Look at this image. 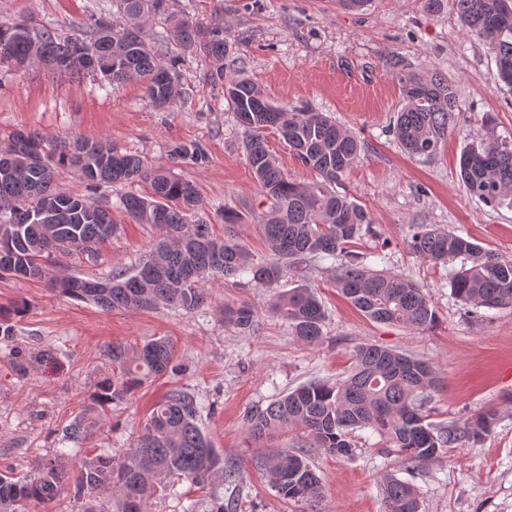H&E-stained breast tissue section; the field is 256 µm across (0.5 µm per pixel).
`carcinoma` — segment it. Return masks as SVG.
Returning <instances> with one entry per match:
<instances>
[{"instance_id": "1", "label": "carcinoma", "mask_w": 512, "mask_h": 512, "mask_svg": "<svg viewBox=\"0 0 512 512\" xmlns=\"http://www.w3.org/2000/svg\"><path fill=\"white\" fill-rule=\"evenodd\" d=\"M167 0H116L117 17L102 8L81 23L85 33L61 37L54 29L26 21L0 24V63L16 67L41 63L55 73L101 75L109 84L137 77L151 101L169 108L177 91L172 84L173 64L143 37L150 17L166 11ZM464 30L492 45L499 79L512 87V0H456ZM172 42L187 55L209 59L206 76L212 85H224L240 126L248 134L245 157L264 195L271 200L256 216L272 255L289 265L311 259L348 258L336 273L343 295L372 321L426 328L437 322L428 297L414 283L397 275L369 269L350 250L372 224L368 210L335 190L358 161L361 143L321 112L290 110L271 103L261 88L239 71L224 73L229 47L223 29L201 22L178 20L171 27ZM401 83L404 105L397 112L392 133L413 156L431 157L458 117L454 82L440 72L426 73L397 59L391 63ZM276 129L298 160L316 171L321 180L303 185L288 180L263 139ZM10 162L0 167V226L13 224L42 205L54 208L51 227L26 224L7 237L0 235V250L11 252L26 268L25 279L46 281L55 289L89 300L106 309L143 310L163 303L193 311L204 305L203 280L210 274L249 275L250 282L270 285L282 273L277 263L256 262L240 243L227 236L210 235L208 225L191 222L198 189L168 167H152L139 156L121 151L105 138L75 135L49 139L39 132L11 135ZM466 192L490 205H512V141L487 132L466 150L459 161ZM75 169L87 182L89 195L74 196L59 187L60 177ZM149 183L148 196L127 194L118 206L140 224L162 231L150 258L132 275L123 270L88 281L59 276L46 264L60 252L92 255L93 248L118 230L112 205L93 197L105 183ZM419 257L446 265L460 257L470 262L450 274L455 297L476 309L512 305V261L501 259L470 237L454 230L419 227L408 241ZM270 311L288 322L298 339L314 344L322 336L325 310L309 288H293L270 303ZM253 307L242 303L224 309V320L239 328L252 326ZM105 356L122 369L119 377L98 385L96 401L105 405L131 391L148 376L176 371L174 344L166 336L136 350L113 345ZM355 364L339 382L314 381L246 415L248 437L256 444L298 427L308 447L348 457L350 435L371 428L387 436L407 471L439 458L444 448L479 442L494 424L489 411L461 425L434 424L422 412L428 392L436 383L426 361L373 344L354 350ZM199 406L194 396L172 390L155 406L144 432L121 464L106 451L82 458L74 488L79 493L114 490L120 512H147L162 476L178 475L203 484L220 464L215 448L198 425ZM260 465L284 498L322 512V484L307 458V450L281 448L263 454ZM69 480L59 456L45 459L37 476L16 481L0 472V512H25L27 502L46 504ZM387 512H419L415 487L394 476L382 488Z\"/></svg>"}]
</instances>
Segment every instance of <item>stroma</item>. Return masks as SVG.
I'll return each instance as SVG.
<instances>
[{
  "label": "stroma",
  "mask_w": 512,
  "mask_h": 512,
  "mask_svg": "<svg viewBox=\"0 0 512 512\" xmlns=\"http://www.w3.org/2000/svg\"><path fill=\"white\" fill-rule=\"evenodd\" d=\"M112 0H0V23L20 17L59 33H75ZM168 12L144 26L152 45L178 58L173 107L161 109L133 79L120 85L87 75L55 74L43 66L0 65V149L16 130L48 137L102 136L147 163L171 167L199 191L197 216L217 236L233 235L264 260L253 217L266 198L244 154L245 136L224 89L203 81L212 64L179 57L169 45L171 17L216 23L231 52L225 70L252 78L274 103L321 112L355 134L360 162L337 190L366 207L373 222L355 252L375 269L402 276L423 289L437 313L421 330L370 321L334 287L337 265L313 261L284 268L264 288L237 276L214 275L203 283L205 304L195 311L167 305L148 310L106 311L51 291L45 283L0 278V307L10 309L11 336L0 335V470L33 475L43 458L61 446L76 419L87 425L67 458L77 467L83 452L107 449L123 461L142 434L155 404L173 389L194 395L203 407L199 425L224 462L241 470L243 493L216 475L206 486L162 478L148 512H212L214 497L238 494L237 512H303L281 497L255 460L262 450L244 428L248 412L300 385L344 379L354 349L375 344L429 362L437 377L425 411L435 423H464L496 410L489 433L476 444L444 449L440 459L410 472L397 463L386 439L355 431L351 457L308 451L323 484V512H386L382 481L392 475L413 483L420 512H512V307L478 310L452 293L448 270L417 257L408 246L413 225L459 229L502 259L512 260V206H490L466 193L459 174L463 151L486 130L512 141V91L497 77L491 46L463 30L456 0L430 12L425 0H370L364 10H336L332 0H168ZM451 78L460 112L439 152L408 155L389 128L404 104L389 70L394 59ZM179 145L199 147L205 157L172 159ZM240 220L227 225L224 209ZM120 229L96 259L56 255L55 271L102 278L112 270L149 259L159 231L113 211ZM304 286L323 303L326 321L312 345L293 335L269 310L279 292ZM249 303L253 328L224 321V309ZM174 342L178 370L145 379L123 396L96 405L93 395L119 369L107 346L143 345L160 337ZM118 512L115 494H76L66 486L49 504L31 512Z\"/></svg>",
  "instance_id": "obj_1"
}]
</instances>
